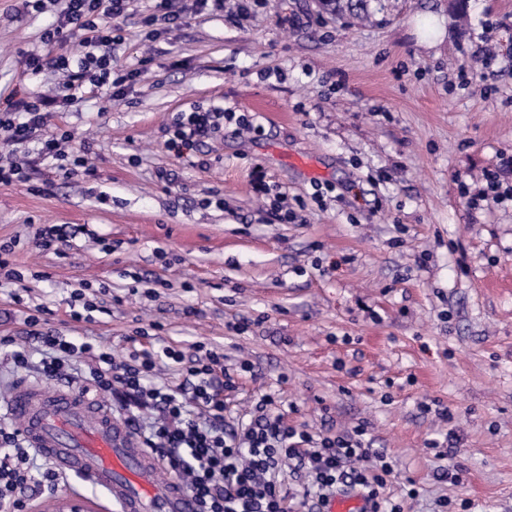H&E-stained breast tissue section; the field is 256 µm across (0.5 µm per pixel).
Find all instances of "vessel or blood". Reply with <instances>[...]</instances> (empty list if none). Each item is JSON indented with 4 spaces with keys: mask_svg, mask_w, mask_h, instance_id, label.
<instances>
[{
    "mask_svg": "<svg viewBox=\"0 0 512 512\" xmlns=\"http://www.w3.org/2000/svg\"><path fill=\"white\" fill-rule=\"evenodd\" d=\"M29 447L57 470L104 487L118 512H195L191 493L166 474L112 408L80 392L23 383L6 404ZM361 494L334 497L324 512H365Z\"/></svg>",
    "mask_w": 512,
    "mask_h": 512,
    "instance_id": "vessel-or-blood-1",
    "label": "vessel or blood"
}]
</instances>
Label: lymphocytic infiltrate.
<instances>
[{
	"instance_id": "1",
	"label": "lymphocytic infiltrate",
	"mask_w": 512,
	"mask_h": 512,
	"mask_svg": "<svg viewBox=\"0 0 512 512\" xmlns=\"http://www.w3.org/2000/svg\"><path fill=\"white\" fill-rule=\"evenodd\" d=\"M131 0H23L34 11L55 5V19L41 36L47 51L24 53V74L63 72L66 93L54 98L42 93L11 95L0 111V136L16 146L36 144L37 156L58 160L64 178L90 180L97 169L81 154L67 156L71 132L58 131L54 113L75 108L88 97L112 100L124 95L131 73L115 72L110 46L119 22L130 15ZM251 128L246 115L212 106H191L177 113L166 129L164 143L179 159L200 158L201 145L223 135L225 128ZM46 309L33 307L25 319L31 335L43 347L41 374L45 379H67L74 358L88 355L87 388L115 396L126 423L164 469L181 474L197 502L196 512H295L294 496L281 479L291 471L304 481L302 500L310 512H323L328 499L354 491L366 493L370 512H405L407 501L418 495L409 488L403 499L386 494L394 464L373 448L368 426L359 423L336 432H316L307 425H291L277 406L274 394H263L248 419L236 425L224 421V395L236 391L239 373H253L252 364L239 368L224 364V356L196 344L194 354L162 346L133 350L119 360L90 342L75 343L50 329H42ZM167 361L177 378L158 381L157 361ZM32 450L20 429L0 423V506H18L19 494H51L58 471L33 465Z\"/></svg>"
}]
</instances>
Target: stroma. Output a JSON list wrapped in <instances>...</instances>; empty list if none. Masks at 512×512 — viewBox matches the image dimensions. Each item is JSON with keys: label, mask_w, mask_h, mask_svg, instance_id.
<instances>
[{"label": "stroma", "mask_w": 512, "mask_h": 512, "mask_svg": "<svg viewBox=\"0 0 512 512\" xmlns=\"http://www.w3.org/2000/svg\"><path fill=\"white\" fill-rule=\"evenodd\" d=\"M381 4L346 22L317 0L245 13L227 0L155 29L141 22L149 0H134L112 60L140 76L123 99L56 119L87 137L97 179L63 180L49 159L30 184L0 183V244L14 242L22 275L0 283V403L41 379L17 292L60 335L119 356L152 329L228 366L249 360L260 376L240 378L226 419L272 393L292 425L367 423L395 464L387 495L415 481L412 512H439L442 499L512 512V204L471 203L485 172L512 157V0ZM53 21V9L0 0V109L13 89L57 90L59 74L21 75L23 52L41 48ZM487 44L489 72L477 60ZM194 104L255 124L206 145L205 171L164 147L172 117ZM161 169L173 185L157 181ZM258 169L303 200L295 222L270 215ZM37 224L77 228L66 257L33 247ZM136 276L156 282L154 295L129 294ZM76 291L122 301L77 322ZM240 320L245 331H230ZM15 348L30 351L28 368H14ZM435 401L452 421L421 412ZM451 428L457 453L437 456L428 443ZM452 465L462 485L437 480Z\"/></svg>", "instance_id": "35a3bbf8"}]
</instances>
